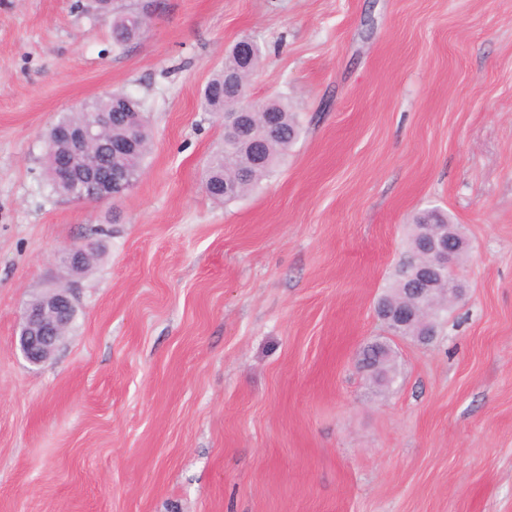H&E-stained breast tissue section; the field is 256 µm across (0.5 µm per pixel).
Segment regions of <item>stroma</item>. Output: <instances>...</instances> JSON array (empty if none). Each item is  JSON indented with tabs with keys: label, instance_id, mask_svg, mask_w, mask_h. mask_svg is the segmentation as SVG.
<instances>
[{
	"label": "stroma",
	"instance_id": "35a3bbf8",
	"mask_svg": "<svg viewBox=\"0 0 512 512\" xmlns=\"http://www.w3.org/2000/svg\"><path fill=\"white\" fill-rule=\"evenodd\" d=\"M246 37L250 98L302 133L217 201L200 101ZM117 90L149 116L140 177L54 193L46 131ZM428 207L468 247L422 345L375 307ZM54 287L76 322L34 365L20 317ZM0 512H512V0H153L123 47L89 0H0ZM389 358V351L388 348L381 344V343H374L371 345H368L364 351H363V364L364 366H373L374 369L371 370L374 376V379L376 382H379V370L383 367L387 370V376L382 378V380L385 382L388 378V374L390 372V369L386 366H384V362L388 361Z\"/></svg>",
	"mask_w": 512,
	"mask_h": 512
}]
</instances>
